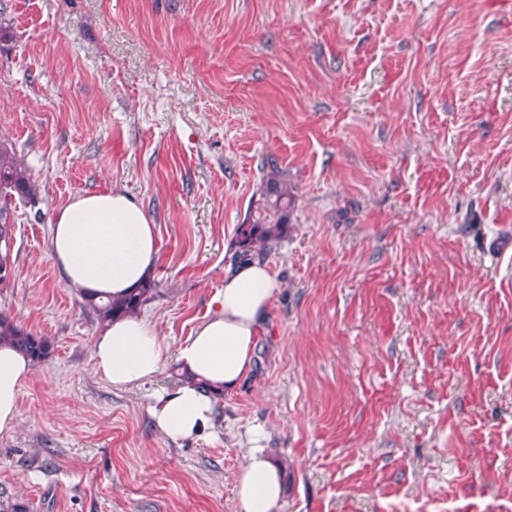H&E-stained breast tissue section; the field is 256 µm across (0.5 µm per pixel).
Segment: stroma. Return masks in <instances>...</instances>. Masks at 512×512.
I'll return each instance as SVG.
<instances>
[{
	"label": "stroma",
	"instance_id": "stroma-1",
	"mask_svg": "<svg viewBox=\"0 0 512 512\" xmlns=\"http://www.w3.org/2000/svg\"><path fill=\"white\" fill-rule=\"evenodd\" d=\"M15 200L0 314L48 338L0 434V504L237 512L252 432L282 512H512V11L497 0H0ZM295 202L253 372L174 441L150 408L271 170ZM154 219L163 370L112 387L50 251L76 196Z\"/></svg>",
	"mask_w": 512,
	"mask_h": 512
}]
</instances>
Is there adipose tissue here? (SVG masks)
I'll use <instances>...</instances> for the list:
<instances>
[{
    "label": "adipose tissue",
    "mask_w": 512,
    "mask_h": 512,
    "mask_svg": "<svg viewBox=\"0 0 512 512\" xmlns=\"http://www.w3.org/2000/svg\"><path fill=\"white\" fill-rule=\"evenodd\" d=\"M50 250L70 288L103 299L139 288L160 257L153 219L131 195L116 190L83 193L58 209ZM280 288L276 274L258 260L225 271L212 312L178 346L180 385L159 395L150 409L163 435L192 439L211 427L214 395L234 393L255 367L260 336ZM162 353L155 326L137 315L106 322L92 349L97 373L120 389L156 376L163 367ZM32 371L18 347L0 341V433L14 429L21 388ZM235 482L238 512H280L282 472L260 445L250 448Z\"/></svg>",
    "instance_id": "1"
}]
</instances>
